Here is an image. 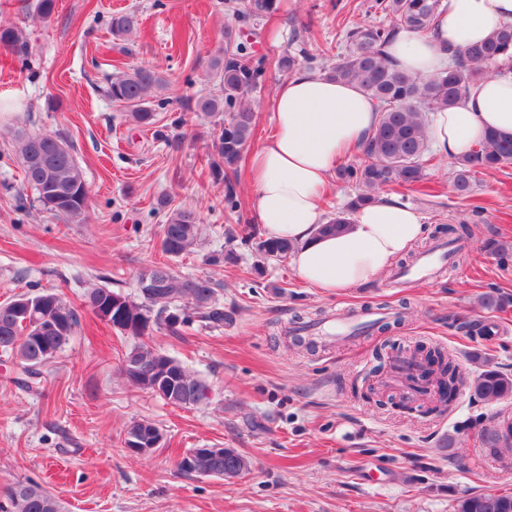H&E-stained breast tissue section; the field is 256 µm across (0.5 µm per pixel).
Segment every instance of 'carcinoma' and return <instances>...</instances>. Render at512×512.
I'll return each mask as SVG.
<instances>
[{
  "instance_id": "obj_1",
  "label": "carcinoma",
  "mask_w": 512,
  "mask_h": 512,
  "mask_svg": "<svg viewBox=\"0 0 512 512\" xmlns=\"http://www.w3.org/2000/svg\"><path fill=\"white\" fill-rule=\"evenodd\" d=\"M373 7L387 22L365 24L346 33V52L323 68L337 81L360 86L374 101L378 122L359 146L358 159L336 169V180L358 188L348 209L327 219L322 233H341L350 224V214L376 201L375 192L386 189H413L423 181V161L429 152L425 135L429 113L450 107L465 97L482 79L501 71L512 60V24L503 26L481 43L452 52V65L429 78H421L400 69L386 55V47L402 31L429 32L441 8V0H375ZM243 16L260 21L277 10V0H245ZM137 24L135 15L114 16L110 30L114 36L131 33ZM0 47L18 56L29 52L25 29L0 21ZM313 60L307 53L298 56L285 52L279 68L292 72L300 59ZM212 78L221 94L194 100L195 110L222 116L215 139L216 157L212 168L224 173V201L232 213L239 201L229 174L236 173L244 149L256 123L253 95L262 88L266 70L262 60L246 53L239 42L238 30L228 25L210 60ZM167 80L154 67H140L107 80L104 92L129 112L132 121L149 127L156 122L151 107L166 90ZM18 156L25 183L37 194L42 208L66 224L86 220L89 189L83 170L72 148L60 136L44 133L17 134ZM512 164V134L488 132L468 154L453 162L452 187L457 196L469 197L475 175L496 171ZM201 228L196 212L186 208L170 211L161 225V250L168 257L188 253L198 242ZM258 252L269 262L288 258L293 245L286 240L265 238L256 243ZM141 302L113 291L105 285H93L84 294V305L100 316L103 305L122 301L125 325L119 332L132 339L123 354L121 372L132 384L148 390L167 403L188 407L208 398L209 387L202 380L181 372L182 363L147 340L154 328L165 326L175 334L186 322L181 312L193 309L215 326L231 320L215 295L216 283L209 277H182L164 263L142 268L137 274ZM79 317L77 310L60 294L45 290L19 294L0 303V351L16 360L26 388L41 381L43 369L66 351ZM437 370H422L427 384L442 388L463 382L453 357L438 352ZM473 396L487 402L512 400V375L495 368L484 369L469 382ZM487 451L512 452V417L505 415L494 429L483 436ZM188 476H215L233 480L250 468L248 459L227 448L222 456L186 455L179 463ZM14 512H61L56 497L37 482H18L7 489ZM453 512H512V495L468 493L453 504Z\"/></svg>"
}]
</instances>
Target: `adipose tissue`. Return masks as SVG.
<instances>
[{"mask_svg": "<svg viewBox=\"0 0 512 512\" xmlns=\"http://www.w3.org/2000/svg\"><path fill=\"white\" fill-rule=\"evenodd\" d=\"M512 23V0H442L430 32H401L388 54L411 74L447 68L448 49L485 40ZM273 128L249 165L255 221L265 236L295 245L290 263L301 281L333 295L374 281L425 235L423 217L393 199L357 209L349 228L320 233L322 200L339 162L356 149L377 114L357 85L300 67L271 98ZM512 134V73L480 82L468 98L431 114L435 151L454 160L488 131Z\"/></svg>", "mask_w": 512, "mask_h": 512, "instance_id": "ef3b65f1", "label": "adipose tissue"}]
</instances>
